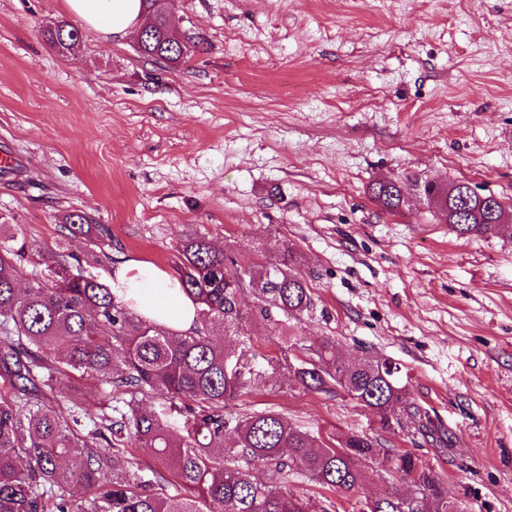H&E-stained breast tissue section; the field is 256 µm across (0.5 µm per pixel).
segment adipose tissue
<instances>
[{
    "label": "adipose tissue",
    "instance_id": "1",
    "mask_svg": "<svg viewBox=\"0 0 512 512\" xmlns=\"http://www.w3.org/2000/svg\"><path fill=\"white\" fill-rule=\"evenodd\" d=\"M65 4L88 28L111 38L135 34L144 19L141 0H65ZM112 285L156 327L182 333L194 329L193 301L175 277L153 264L132 262L117 268Z\"/></svg>",
    "mask_w": 512,
    "mask_h": 512
}]
</instances>
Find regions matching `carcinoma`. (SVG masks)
<instances>
[{"mask_svg": "<svg viewBox=\"0 0 512 512\" xmlns=\"http://www.w3.org/2000/svg\"><path fill=\"white\" fill-rule=\"evenodd\" d=\"M146 30L139 53L154 62L177 63L200 50L204 38L171 37L158 0H142ZM65 54L80 40L71 23L42 30ZM449 185L428 181L421 194L434 217L459 236L497 234L512 221L502 201L489 207L475 198L462 212L448 207ZM371 200L387 212L405 204L396 180L370 187ZM63 229L96 244L112 240L108 227L81 212L65 217ZM19 254L0 246V377L17 391L0 398V512H305L306 503L282 488L301 474L330 492L357 491L363 465L392 471L405 494L378 497L374 512H463L448 499L443 479L417 454L393 456L378 441L354 433L329 446L274 411L233 417L225 413L261 377L249 363L250 347L230 337L244 322L275 331L313 309L311 289L291 247L277 262L244 260L190 237L179 249L178 281L196 305L197 328L175 333L156 328L109 285L81 276L62 284L18 286ZM250 289L253 309L239 294ZM218 325L224 342L208 333ZM291 359H266V371L317 394L343 393L375 413L384 427L412 431L425 442L443 443L441 429L409 400L398 365L362 356L336 357L328 337L298 347ZM110 387L97 408L115 405L107 432L86 433L95 421L83 406L63 416L40 396L62 395L74 380ZM161 397L170 413L161 417L145 401ZM148 452L164 470L138 467L136 452ZM178 493L168 492V485ZM93 491L77 502L70 488Z\"/></svg>", "mask_w": 512, "mask_h": 512, "instance_id": "carcinoma-1", "label": "carcinoma"}]
</instances>
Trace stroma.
Segmentation results:
<instances>
[{
	"instance_id": "obj_1",
	"label": "stroma",
	"mask_w": 512,
	"mask_h": 512,
	"mask_svg": "<svg viewBox=\"0 0 512 512\" xmlns=\"http://www.w3.org/2000/svg\"><path fill=\"white\" fill-rule=\"evenodd\" d=\"M204 48L176 66L135 37L82 30L69 57L42 26L64 0H0V224L21 284L52 282L55 254L111 283L136 260L176 275L203 236L280 260L292 245L312 292L299 339L399 364L440 448L345 395L266 376L229 414L271 409L325 442L367 434L411 450L464 512H512V234L460 237L434 221L423 181L466 180L512 207V0H168ZM399 180L389 214L370 184ZM80 210L111 245L67 235ZM383 468L335 500L350 512L398 491Z\"/></svg>"
}]
</instances>
